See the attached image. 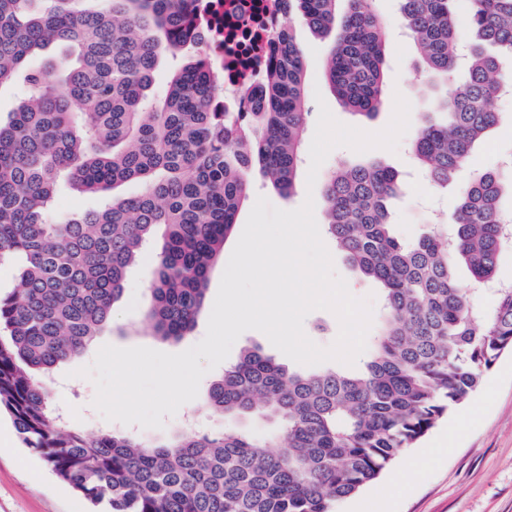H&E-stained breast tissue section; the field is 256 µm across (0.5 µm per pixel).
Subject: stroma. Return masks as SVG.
I'll return each mask as SVG.
<instances>
[{
  "label": "stroma",
  "mask_w": 512,
  "mask_h": 512,
  "mask_svg": "<svg viewBox=\"0 0 512 512\" xmlns=\"http://www.w3.org/2000/svg\"><path fill=\"white\" fill-rule=\"evenodd\" d=\"M375 9L385 25V52L389 67L385 75L387 95L402 94L410 103V126L401 138L397 151L375 148L363 153L346 147L333 149L318 173L323 176L338 165L377 161L396 169L402 178L401 194L392 203L396 233L403 239H417L426 229L427 212L435 210L449 217L456 206L455 191L440 192L418 170L411 143L418 135L428 112L434 108L435 96L427 91L421 79L408 74L415 60L411 40L400 32L397 0H375ZM285 27L301 46L307 64L305 97L309 105L325 101L332 115L341 123L368 132H378L390 122L394 108L386 106L376 116L366 119L342 109L324 76L327 42L310 31L299 15L290 14ZM501 121L487 142L475 149L458 174L459 183H466L473 172L499 168L503 157L512 153V100L497 99L493 104ZM309 161L298 168L295 187L290 195H282L271 185L255 182L248 200L241 207L233 232L224 245V256L210 271L206 301L214 303L221 277L248 216L258 197L282 210L300 207L306 197L314 199L317 223H324L323 185H308ZM334 269L358 298L370 299L373 311L382 309V289L373 280L359 274L335 243H328ZM154 248H146L141 260L128 272L122 298L111 311V323L76 359L65 364L63 373L71 377L70 386L54 390V397L67 398L79 407V425L89 432L102 429L129 431L145 441L166 437L185 421H193L200 432L217 433L230 427V420L214 413L202 398L214 372H207L200 381L199 398L184 404L175 415L164 416L163 428H144L136 424L105 420L93 406L95 386L90 379L77 376L79 368L90 365L100 347L110 344L120 348L143 346L166 353H180L198 344L206 335L209 315L201 313L190 336L178 342H162L152 336L144 319L147 286L154 267ZM480 405L481 416L459 441L455 451L440 458L425 481L396 492L386 503V512H512V351L503 353L484 374L483 385L470 402L452 409L439 425L426 435L438 438L448 424L467 415L473 405ZM14 423L0 413V430L13 433ZM90 505L68 484L57 478L40 454L27 448L20 436L0 446V512H89Z\"/></svg>",
  "instance_id": "stroma-1"
}]
</instances>
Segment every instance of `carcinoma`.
Masks as SVG:
<instances>
[{"label":"carcinoma","instance_id":"carcinoma-1","mask_svg":"<svg viewBox=\"0 0 512 512\" xmlns=\"http://www.w3.org/2000/svg\"><path fill=\"white\" fill-rule=\"evenodd\" d=\"M203 0H0V89L27 94L0 122V258L18 287L0 297V411L50 470L105 512H334L481 386L512 351V288L484 309L459 287L463 264L495 280L504 249L500 203L512 177L479 171L457 187L452 232L413 242L392 230L398 173L367 162L324 182L325 232L383 290L381 325L363 368L296 370L245 349L213 380L206 402L225 418H263L260 437L179 429L148 444L131 433L90 435L51 402L59 368L107 327L128 271L159 242L145 317L179 340L205 304L253 177L293 191L307 126L305 60L280 30L261 83L225 112L216 32L205 48ZM321 36L333 35L324 75L339 104L372 117L386 104L388 67L375 0H282ZM459 0H400L421 73L437 82L436 112L413 152L430 181L454 183L497 125L491 101L512 82V0H467L471 43L457 53ZM186 59L163 101L145 102L160 62ZM135 180L142 192L117 193ZM108 196L59 222L60 183Z\"/></svg>","mask_w":512,"mask_h":512}]
</instances>
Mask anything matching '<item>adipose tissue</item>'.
I'll use <instances>...</instances> for the list:
<instances>
[{
    "label": "adipose tissue",
    "instance_id": "obj_1",
    "mask_svg": "<svg viewBox=\"0 0 512 512\" xmlns=\"http://www.w3.org/2000/svg\"><path fill=\"white\" fill-rule=\"evenodd\" d=\"M478 415V410H471L461 420L449 425L441 437L429 447L419 449L407 456L398 467L388 474V488L395 490L421 481L432 466L454 448L457 440L467 431Z\"/></svg>",
    "mask_w": 512,
    "mask_h": 512
}]
</instances>
